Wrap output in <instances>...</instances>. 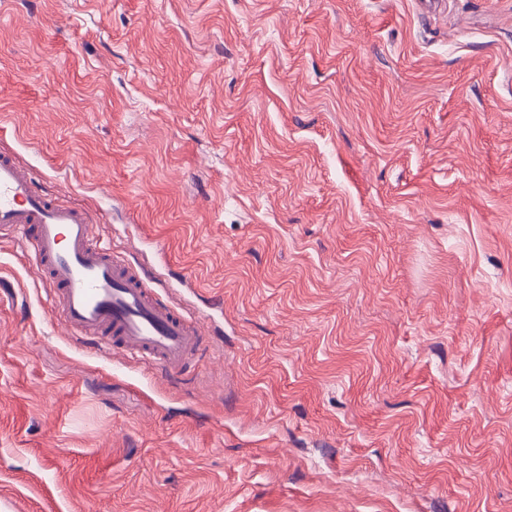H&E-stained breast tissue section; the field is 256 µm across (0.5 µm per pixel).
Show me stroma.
I'll list each match as a JSON object with an SVG mask.
<instances>
[{"mask_svg":"<svg viewBox=\"0 0 512 512\" xmlns=\"http://www.w3.org/2000/svg\"><path fill=\"white\" fill-rule=\"evenodd\" d=\"M217 327L80 346L0 238L14 512H512V0H0V151Z\"/></svg>","mask_w":512,"mask_h":512,"instance_id":"stroma-1","label":"stroma"}]
</instances>
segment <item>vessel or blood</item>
Segmentation results:
<instances>
[{
  "mask_svg": "<svg viewBox=\"0 0 512 512\" xmlns=\"http://www.w3.org/2000/svg\"><path fill=\"white\" fill-rule=\"evenodd\" d=\"M29 243L55 317L79 344L179 372L210 349L206 317L161 300L150 270L103 244L91 214L44 193L32 167L0 152V235Z\"/></svg>",
  "mask_w": 512,
  "mask_h": 512,
  "instance_id": "1",
  "label": "vessel or blood"
}]
</instances>
